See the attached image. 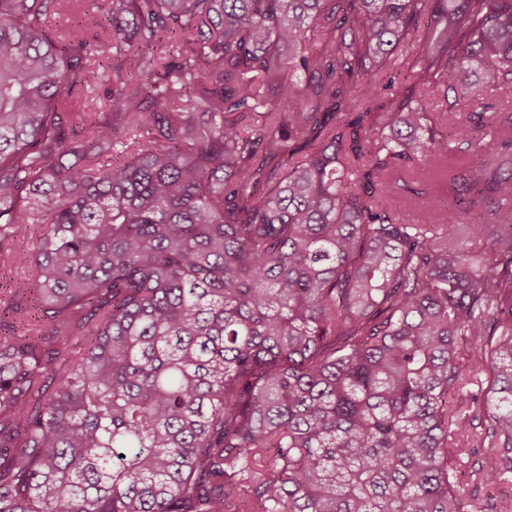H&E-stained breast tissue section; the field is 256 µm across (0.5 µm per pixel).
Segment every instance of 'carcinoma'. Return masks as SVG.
Listing matches in <instances>:
<instances>
[{"label": "carcinoma", "instance_id": "cac0c4a2", "mask_svg": "<svg viewBox=\"0 0 512 512\" xmlns=\"http://www.w3.org/2000/svg\"><path fill=\"white\" fill-rule=\"evenodd\" d=\"M67 2L0 0V512H465L457 466L512 472V111L465 202L433 98L512 84V0H109L98 110ZM16 286L28 288V296L33 299L34 272L31 267L25 269H12L11 271L7 268L5 276H1L0 272V292L4 290L8 291L10 288H16ZM486 376H482L481 380L483 381V386L479 381L474 380L472 384L466 385L465 388H460L457 391L453 392L451 397L455 403V406L466 412L467 415L471 416L476 415L477 412V401L473 398L481 397L484 389L487 386V382L485 381Z\"/></svg>", "mask_w": 512, "mask_h": 512}]
</instances>
